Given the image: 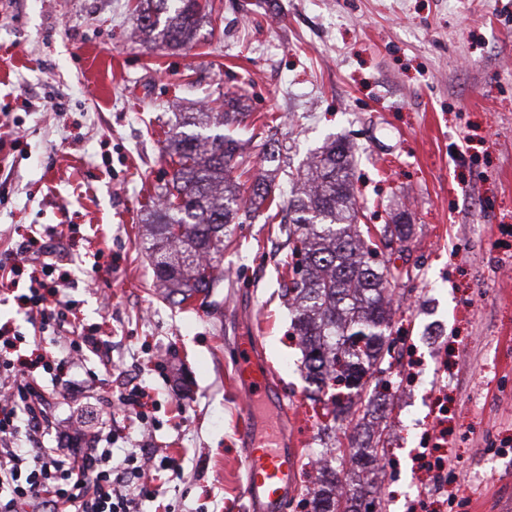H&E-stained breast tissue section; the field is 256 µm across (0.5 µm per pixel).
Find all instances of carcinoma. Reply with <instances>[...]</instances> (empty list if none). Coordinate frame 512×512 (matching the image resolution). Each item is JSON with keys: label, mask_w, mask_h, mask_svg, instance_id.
<instances>
[{"label": "carcinoma", "mask_w": 512, "mask_h": 512, "mask_svg": "<svg viewBox=\"0 0 512 512\" xmlns=\"http://www.w3.org/2000/svg\"><path fill=\"white\" fill-rule=\"evenodd\" d=\"M134 13L145 43L170 48L194 42L208 18L207 0H135ZM247 115L224 102L222 112H187L181 125L166 132L165 155L171 179L156 188V200L144 218L145 249L156 284L169 302L182 305L208 294L220 274L224 239L236 226L263 209L280 219L288 251L280 260L282 297L287 299L292 329L301 346L300 370L316 391L342 384L348 389L327 402L321 398L323 429L340 432L348 447L333 449L335 466L322 475V488L305 503L310 512H360L359 496L339 491L355 467L375 466L386 458L381 436L361 431L379 405L357 399L364 378L393 369L390 324L393 296L402 271L387 259L377 265L379 245L393 249L405 242L411 225L403 214L388 223L359 230L367 200H358L352 181L355 154L343 141H333L299 176V187L277 200L274 179L280 149L272 139L262 145L266 167L250 186L240 177L251 171L238 131Z\"/></svg>", "instance_id": "cac0c4a2"}]
</instances>
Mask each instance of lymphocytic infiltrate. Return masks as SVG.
Masks as SVG:
<instances>
[{
  "label": "lymphocytic infiltrate",
  "instance_id": "f902f5d3",
  "mask_svg": "<svg viewBox=\"0 0 512 512\" xmlns=\"http://www.w3.org/2000/svg\"><path fill=\"white\" fill-rule=\"evenodd\" d=\"M25 303L43 333L73 311L41 286L31 288ZM41 398L31 368L0 355V512H140L148 494L145 473L177 470L175 458L149 456L139 448L116 462L111 448L97 443L78 453L20 447L19 436L33 439L52 425Z\"/></svg>",
  "mask_w": 512,
  "mask_h": 512
}]
</instances>
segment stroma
<instances>
[{
	"label": "stroma",
	"instance_id": "stroma-1",
	"mask_svg": "<svg viewBox=\"0 0 512 512\" xmlns=\"http://www.w3.org/2000/svg\"><path fill=\"white\" fill-rule=\"evenodd\" d=\"M196 41L142 43L131 0H0V252L37 239V260L61 262L62 299L85 332L107 340L109 364L73 361L68 328L33 336L16 299L0 292V323L28 335L55 430L85 415L95 436L125 418L107 409L128 380L146 386L149 416L113 438L115 457L151 448L177 475L151 483L168 512H249L237 349L282 395L281 428L297 441L285 512H304L324 435L313 388L280 299L285 239L264 216L226 247L224 279L207 302L176 306L155 286L142 218L168 165L175 115L192 103L239 98L257 155L281 151L275 183L289 189L314 153L345 139L356 151L364 221L405 213L391 333L402 354L386 404L387 477L369 483L384 512H408L432 447L454 462L447 480L464 508L429 497L427 512H512V0H209Z\"/></svg>",
	"mask_w": 512,
	"mask_h": 512
}]
</instances>
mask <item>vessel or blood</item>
I'll use <instances>...</instances> for the list:
<instances>
[{
  "mask_svg": "<svg viewBox=\"0 0 512 512\" xmlns=\"http://www.w3.org/2000/svg\"><path fill=\"white\" fill-rule=\"evenodd\" d=\"M254 344L240 348L235 367L237 383L245 391L249 403L269 398L273 376L253 365ZM240 434L246 441L245 478L252 512H280L294 480L298 460L297 449L291 448L278 430L263 437L253 433V413L245 411L240 421Z\"/></svg>",
  "mask_w": 512,
  "mask_h": 512,
  "instance_id": "vessel-or-blood-1",
  "label": "vessel or blood"
}]
</instances>
